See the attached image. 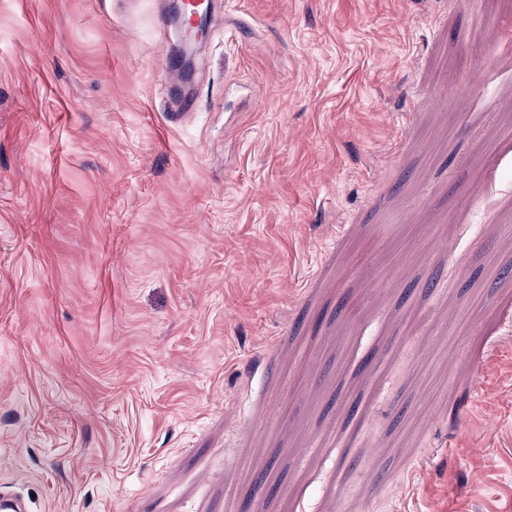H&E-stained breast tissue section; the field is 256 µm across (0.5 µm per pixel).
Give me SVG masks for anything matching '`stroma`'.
Segmentation results:
<instances>
[{"label": "stroma", "instance_id": "1", "mask_svg": "<svg viewBox=\"0 0 512 512\" xmlns=\"http://www.w3.org/2000/svg\"><path fill=\"white\" fill-rule=\"evenodd\" d=\"M489 6L213 0L185 112L170 0H0V490L512 512Z\"/></svg>", "mask_w": 512, "mask_h": 512}]
</instances>
